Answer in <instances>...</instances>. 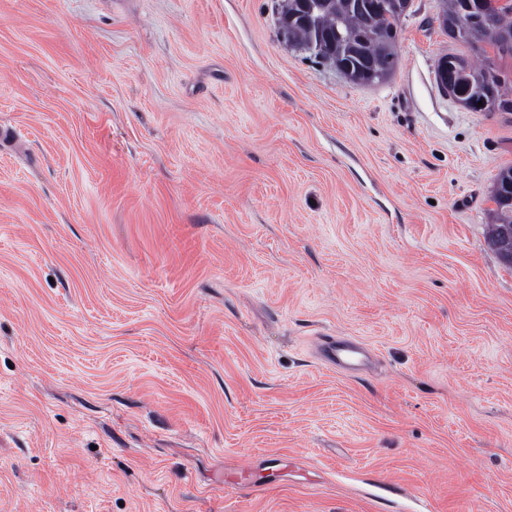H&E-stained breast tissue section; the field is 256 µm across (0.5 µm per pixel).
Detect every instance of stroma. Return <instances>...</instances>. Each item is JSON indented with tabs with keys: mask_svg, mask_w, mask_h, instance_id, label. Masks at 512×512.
Returning <instances> with one entry per match:
<instances>
[{
	"mask_svg": "<svg viewBox=\"0 0 512 512\" xmlns=\"http://www.w3.org/2000/svg\"><path fill=\"white\" fill-rule=\"evenodd\" d=\"M281 3L0 0V512H512V115ZM492 202L495 207L490 209V224H487L488 239L494 248L500 239L501 229V243L497 245L499 249L498 255L500 259L507 264L512 263V250H508V242H512V205L504 204L498 197L495 189L492 193ZM360 353L359 347L348 340L332 338L322 345V355L330 365L354 367Z\"/></svg>",
	"mask_w": 512,
	"mask_h": 512,
	"instance_id": "35a3bbf8",
	"label": "stroma"
}]
</instances>
